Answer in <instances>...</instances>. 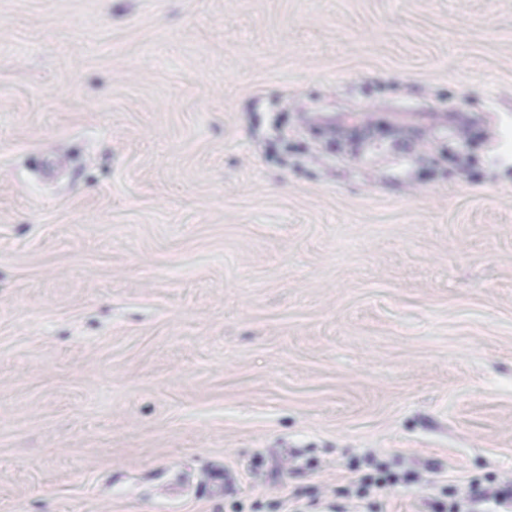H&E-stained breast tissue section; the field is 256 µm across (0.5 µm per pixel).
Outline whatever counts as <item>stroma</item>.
I'll use <instances>...</instances> for the list:
<instances>
[{
  "label": "stroma",
  "instance_id": "1",
  "mask_svg": "<svg viewBox=\"0 0 512 512\" xmlns=\"http://www.w3.org/2000/svg\"><path fill=\"white\" fill-rule=\"evenodd\" d=\"M476 486L512 489V0H0V512Z\"/></svg>",
  "mask_w": 512,
  "mask_h": 512
}]
</instances>
